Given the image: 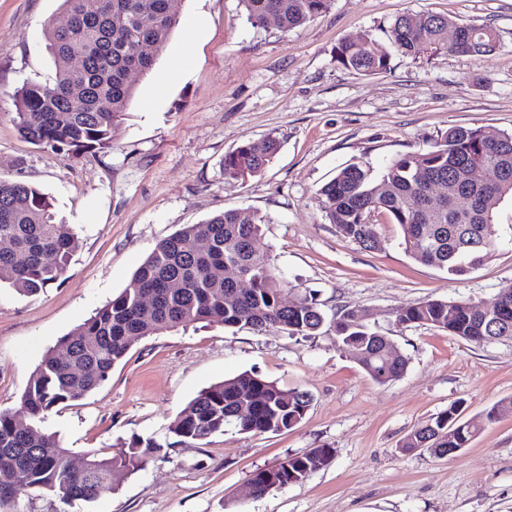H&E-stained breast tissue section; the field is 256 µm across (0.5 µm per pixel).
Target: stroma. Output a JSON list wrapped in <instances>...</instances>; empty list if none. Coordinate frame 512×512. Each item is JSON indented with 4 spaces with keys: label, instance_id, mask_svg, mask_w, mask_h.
<instances>
[{
    "label": "stroma",
    "instance_id": "35a3bbf8",
    "mask_svg": "<svg viewBox=\"0 0 512 512\" xmlns=\"http://www.w3.org/2000/svg\"><path fill=\"white\" fill-rule=\"evenodd\" d=\"M61 0H0V178L36 185L79 237L67 271L39 294L0 288V410L18 406L30 374L60 339L131 284L156 244L227 209L269 219L264 241L288 284L285 301L316 294L326 316L343 307L391 336L408 357L380 385L332 336L198 323L141 340L107 381L54 408L46 428L81 465L136 438H163L199 391L248 371L309 393L302 422L284 432L234 430L162 449L93 503L21 495L0 512H512V414L468 448L434 457L402 440L461 404L464 418L512 397V338L474 343L397 323L430 298L493 302L512 288V201L497 218L492 256L465 275L412 261L399 226L381 222L371 250L337 235L320 188L345 165L382 172L430 149L449 128L512 132V0H333L289 31L252 27L239 0H181V17L151 74H131L135 96L104 153L72 159L23 139L13 93L23 80L53 86L44 29ZM440 13L491 25L498 50L431 60L393 53L391 69L363 76L335 60L347 38L388 44L403 13ZM275 136L260 175L224 178V156ZM314 448L327 464L303 482L250 496L252 473Z\"/></svg>",
    "mask_w": 512,
    "mask_h": 512
}]
</instances>
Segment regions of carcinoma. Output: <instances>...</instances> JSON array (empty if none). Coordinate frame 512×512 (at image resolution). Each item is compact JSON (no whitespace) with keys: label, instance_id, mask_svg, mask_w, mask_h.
Here are the masks:
<instances>
[{"label":"carcinoma","instance_id":"obj_1","mask_svg":"<svg viewBox=\"0 0 512 512\" xmlns=\"http://www.w3.org/2000/svg\"><path fill=\"white\" fill-rule=\"evenodd\" d=\"M177 0H100L94 15L83 0H62V21L51 22L45 39L57 68L51 87L27 80L14 91L15 122L31 144L74 158L112 148V130L135 94L130 72L150 73L178 25ZM256 27L272 17L288 31L327 12L332 0H241ZM456 38L448 42V29ZM391 45L428 59L443 53L474 57L498 48L496 30L486 24L457 23L446 15L405 13L389 30ZM391 54L367 34L342 42L336 62L370 76L390 69ZM280 147L274 137L248 141L224 156V176L245 180L261 174ZM434 181L447 195L430 194ZM325 219L341 237L375 248V217L400 226L402 245L418 263L462 276L494 251L495 210L512 197V133L490 138L477 124L452 127L431 149L394 159L379 176L349 164L324 184ZM257 212L227 209L200 224H187L162 240L135 270L130 287L98 308L62 340L63 353L50 354L31 374L19 407L0 411V506L21 494L50 492L60 501L94 502L115 490L119 470L133 471L159 452L153 437L138 439L92 457L81 471L69 465L71 450L59 435L41 428L56 406L79 399L104 383L112 368L142 339L198 322L257 333L282 331L310 338L328 328L336 346L353 356L377 384L401 378L409 358L396 342L365 323L349 307L330 325L315 295L283 302L284 281L262 241ZM78 236L57 219L51 199L38 188L0 178V284L36 295L65 274ZM233 266L247 283L224 277ZM508 311L485 314L473 301L442 298L400 311V324L430 325L475 343L512 337V288L502 289ZM311 403L298 388L243 372L215 383L193 398L169 425L175 443L202 440L231 428L240 434L281 432L298 425ZM460 405L427 419L402 442L410 452L428 448L437 457L466 448L482 422L462 420ZM328 448L290 456L278 466L252 474L255 496L301 483L325 465Z\"/></svg>","mask_w":512,"mask_h":512}]
</instances>
